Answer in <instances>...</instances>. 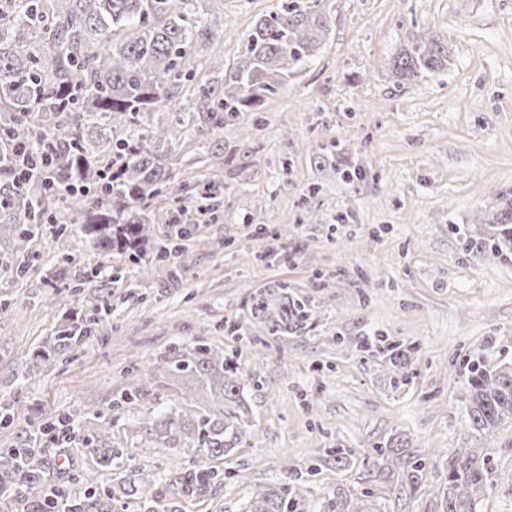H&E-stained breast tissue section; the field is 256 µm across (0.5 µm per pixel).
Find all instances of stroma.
<instances>
[{
	"label": "stroma",
	"mask_w": 512,
	"mask_h": 512,
	"mask_svg": "<svg viewBox=\"0 0 512 512\" xmlns=\"http://www.w3.org/2000/svg\"><path fill=\"white\" fill-rule=\"evenodd\" d=\"M276 0H208L206 23L233 61L245 32ZM331 34L302 72L261 111L224 131L249 151L220 192L224 218L196 224L188 258L112 290V313L61 363L22 374L14 359L58 328L75 304L65 272L95 268L97 250L69 225V266L51 235L29 245L28 271L0 245V404L17 430L63 420L80 430L89 413L113 417L115 466L97 484L145 468L161 476L200 465L193 449L137 436L149 411L194 415L200 400L169 369L176 351L205 340L238 358L249 404L247 435L226 458L208 503L184 512H241L257 488L325 449L355 452L346 470L323 461L310 512L329 493L369 489L363 458L396 438L429 461L415 495L388 512H439L444 461L481 447L499 475L478 512H512V425L475 439L465 426L464 381L478 361H512V253L466 257L458 230L489 236L486 220L512 192V0H328ZM436 36L449 64L397 84L392 60L408 41ZM353 178H344V170ZM288 284L312 310L300 336L269 337L250 320L256 289ZM267 342L255 353L252 342ZM408 363L395 371L385 347ZM152 367L144 398L120 404L132 364Z\"/></svg>",
	"instance_id": "1"
}]
</instances>
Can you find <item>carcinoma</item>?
<instances>
[{
    "label": "carcinoma",
    "mask_w": 512,
    "mask_h": 512,
    "mask_svg": "<svg viewBox=\"0 0 512 512\" xmlns=\"http://www.w3.org/2000/svg\"><path fill=\"white\" fill-rule=\"evenodd\" d=\"M207 0H10L0 12V134L14 145L37 141L52 161L48 179L14 182L10 166L0 168V222L8 225L17 257L39 234L44 218L52 224H77L102 257L99 267L75 275L69 286L82 299L79 311L65 317L32 357L52 365L93 335L112 311V286L126 267L149 276L140 247L148 224H178L156 247L152 262L175 268L184 260L187 224L198 223V208L174 205L187 189L182 159L163 151L166 130L146 125L178 93L190 105L181 122L192 129L213 163L206 183L224 185L244 162L224 146V128L244 112H258L282 89L288 77L317 56L331 32L324 0H278L243 37L235 63L226 68L216 51L213 30L203 25ZM50 45L41 53L36 40ZM448 65L441 38L413 39L393 59L394 75L412 81ZM489 223L493 234L479 240L460 233L470 256L494 258L512 242V200ZM249 314L271 336H300L312 328L311 310L286 285L261 288L250 296ZM188 390L205 399L202 413L168 414L139 423L137 433L159 444L183 442L204 464L176 472L169 482L143 468L130 471L117 486L99 488L85 475L74 478L80 490L62 495L47 487L50 458L31 446L32 434H16L0 447V512H115V504L138 499L147 512H183L182 500L204 499L223 480L205 462L222 460L243 437L244 369L224 350L204 340L170 363ZM124 401L139 400L152 379L146 367L130 372ZM467 415L480 438L512 424V365L469 369ZM113 419L100 413L86 418L81 436L94 467L112 468ZM326 456L346 468L353 453L330 448ZM427 458L391 444L373 446L363 459L369 481L390 494L414 495L421 489ZM448 488L441 512H477L491 479L482 448H457L445 461ZM318 467L290 469L288 479L259 489L245 512H308L309 478ZM400 475L394 484L393 475ZM328 512H382L370 491L350 497L333 492Z\"/></svg>",
    "instance_id": "carcinoma-1"
}]
</instances>
